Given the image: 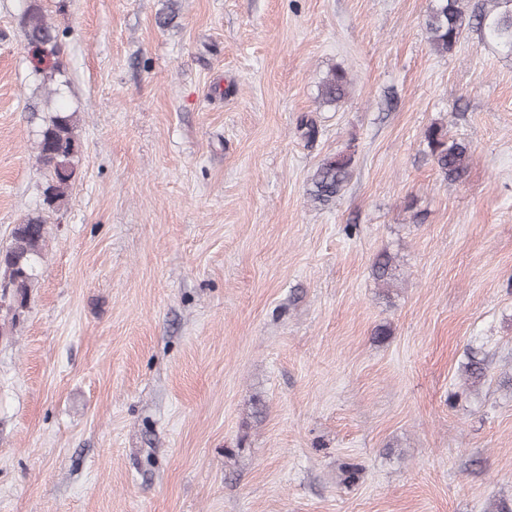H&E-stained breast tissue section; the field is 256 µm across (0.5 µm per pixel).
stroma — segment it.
I'll return each mask as SVG.
<instances>
[{
	"mask_svg": "<svg viewBox=\"0 0 512 512\" xmlns=\"http://www.w3.org/2000/svg\"><path fill=\"white\" fill-rule=\"evenodd\" d=\"M42 4L80 152L43 213V91L0 0V242L46 219L0 339V512L512 505V57L474 29L435 52L430 0H179L165 29L163 0ZM433 124L468 146L458 181ZM341 153L347 188L314 206ZM471 348L492 379L466 392ZM350 81L346 71L336 67L323 79L320 89L319 98L323 104H335L336 106L345 102L347 89ZM423 137L443 179H459L469 163L467 145L435 124L425 129ZM351 155H336L324 160L314 171L307 190L313 203L325 205L338 197L350 177Z\"/></svg>",
	"mask_w": 512,
	"mask_h": 512,
	"instance_id": "1",
	"label": "stroma"
}]
</instances>
